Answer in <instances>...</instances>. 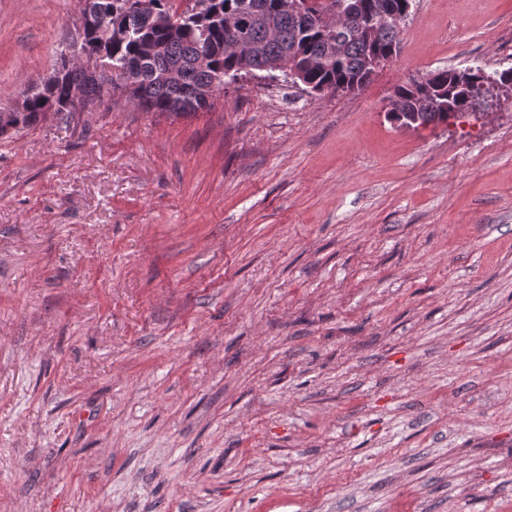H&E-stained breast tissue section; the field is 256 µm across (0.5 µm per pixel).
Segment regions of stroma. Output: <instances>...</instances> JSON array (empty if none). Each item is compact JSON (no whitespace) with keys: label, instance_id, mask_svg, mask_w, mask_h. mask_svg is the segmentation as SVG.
Masks as SVG:
<instances>
[{"label":"stroma","instance_id":"35a3bbf8","mask_svg":"<svg viewBox=\"0 0 512 512\" xmlns=\"http://www.w3.org/2000/svg\"><path fill=\"white\" fill-rule=\"evenodd\" d=\"M82 0H0V112ZM512 0H413L362 90L249 78L0 139V512H512ZM453 70L435 69L424 75L425 79L422 84L415 85L411 79L398 85L394 92L406 102L416 95L423 97L419 100L418 105L420 117L417 112H411L412 114L402 118L395 125L405 130L415 131L425 127L420 118L429 126L448 120L451 115L469 112L473 99L495 82L500 83L495 84L486 96L493 97L495 94L497 97L500 93L512 91L510 84L512 83V67L493 73H487L484 69L475 67V69H471L464 83L450 75ZM505 81L510 83H503Z\"/></svg>","mask_w":512,"mask_h":512}]
</instances>
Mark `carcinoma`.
Listing matches in <instances>:
<instances>
[{
  "label": "carcinoma",
  "instance_id": "cac0c4a2",
  "mask_svg": "<svg viewBox=\"0 0 512 512\" xmlns=\"http://www.w3.org/2000/svg\"><path fill=\"white\" fill-rule=\"evenodd\" d=\"M131 0H84L82 11L101 14L99 28L79 45L85 53L110 56L112 71L122 79L133 76L129 95L143 112L175 116L194 114L212 106L210 92L219 91L241 71L265 72L278 62L301 70L310 89L357 91L376 74L372 62L386 60L400 44L399 29L376 25L374 7L379 0H310L297 11L295 0H201L197 13L175 16L176 0H155L151 14H139ZM355 8L334 30L322 29L316 19L327 4ZM235 16L241 23V51L224 50V18ZM163 45L152 53L147 46ZM176 71L180 78L172 80ZM55 77L41 80L25 94V112L8 119L0 112V137L37 125L52 116L69 124L74 113L68 107L70 90L82 87L87 106L103 103L100 80L77 67L65 68L60 61ZM512 83V67L488 73L477 67L463 83L449 69L425 74L424 82L411 81L394 92L405 101L419 95L418 110L426 125H436L472 108L473 99L495 82Z\"/></svg>",
  "mask_w": 512,
  "mask_h": 512
}]
</instances>
